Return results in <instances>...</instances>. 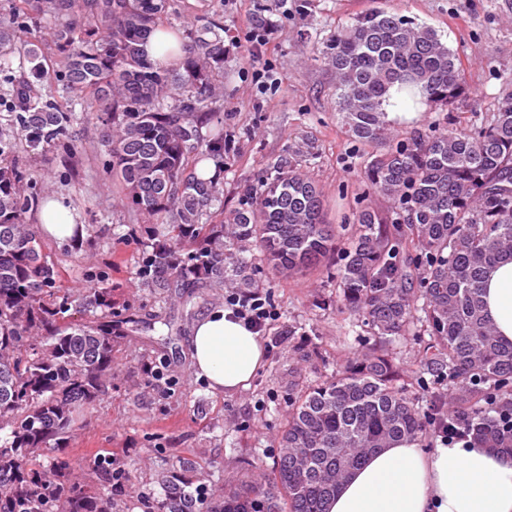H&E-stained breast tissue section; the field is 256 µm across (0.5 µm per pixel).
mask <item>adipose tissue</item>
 Here are the masks:
<instances>
[{"mask_svg": "<svg viewBox=\"0 0 512 512\" xmlns=\"http://www.w3.org/2000/svg\"><path fill=\"white\" fill-rule=\"evenodd\" d=\"M37 223L49 240L86 233L85 225L53 197L40 204ZM483 299L499 338L512 342V261L490 271ZM189 344L197 376L218 393L247 387L266 355L259 336L224 309L198 319ZM327 512H512V452L470 440L383 448L349 475Z\"/></svg>", "mask_w": 512, "mask_h": 512, "instance_id": "1", "label": "adipose tissue"}]
</instances>
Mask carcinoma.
Here are the masks:
<instances>
[{
  "label": "carcinoma",
  "instance_id": "obj_1",
  "mask_svg": "<svg viewBox=\"0 0 512 512\" xmlns=\"http://www.w3.org/2000/svg\"><path fill=\"white\" fill-rule=\"evenodd\" d=\"M0 23V76L12 112L0 124V512H120L112 499V458L90 483L59 454L79 428L80 410L112 386L118 339L131 322L114 287L82 295L66 288L30 224L45 187L16 159L17 146L41 155L77 149L74 128L102 125L104 176L122 206L159 226L143 245L145 287H254L259 256L284 279L322 267L336 286L343 320L381 341L418 328L429 340L405 373L381 348L348 358L336 372L288 393V415L272 466L256 454L236 483L213 498L206 475L187 462L161 472L160 499L146 512H327V504L367 455L396 441L421 442L443 420L471 423L487 448L512 449L497 412L512 408V343L496 336L482 289L491 268L512 258V79L488 117L471 113L451 128L392 133L393 95L453 106L467 99L457 55L432 27L386 9L358 15L321 42L315 60L336 77L348 136L377 145L361 173L368 205L351 223L331 224L319 184L297 163L302 150L264 172L224 212V182L188 171L224 158V131L201 133L214 111V73H224L218 25L166 27L168 0H13ZM40 16L64 20L52 36L62 58L45 85L37 45L20 77L10 74L14 29ZM173 35L178 70H158L145 44ZM60 91L80 106L62 109ZM87 316L76 319L74 314ZM424 384L428 403L408 391Z\"/></svg>",
  "mask_w": 512,
  "mask_h": 512
}]
</instances>
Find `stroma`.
<instances>
[{
  "label": "stroma",
  "instance_id": "stroma-1",
  "mask_svg": "<svg viewBox=\"0 0 512 512\" xmlns=\"http://www.w3.org/2000/svg\"><path fill=\"white\" fill-rule=\"evenodd\" d=\"M376 8L435 28L457 53L469 87L460 111L496 110L502 78L512 75V0H170L172 25L215 16L224 28V81L215 120L233 142L224 154L225 210L237 206L247 182L287 156L289 146L303 143L316 152L314 177L330 223H341L365 198L354 167L358 147L336 107L334 75L314 61L313 48L352 17ZM263 18L272 34L256 52L244 36ZM263 67L271 68L276 84L262 93L254 72ZM77 134L81 146L73 155L18 151L39 171L48 194L86 226L80 245L47 241V259L77 293L91 273H107L140 329L118 344L112 386L81 414L82 427L64 454L87 473L96 459L111 457L113 468L129 476L121 496L127 512H144L138 497L159 494L157 476L172 462L189 460L221 485L237 482L254 453L274 455L296 377L313 380L334 372L364 329L345 326L324 273L284 281L258 267V291L277 311L263 339L265 362L247 388L232 394L210 390L194 374L189 337L195 320L223 307V294L202 289L185 307L178 289L157 297L142 288V237L130 231L139 218L104 186L99 125L87 122ZM61 174L67 184L58 182ZM292 324L305 327L306 336L289 335ZM146 363L160 372L152 387L144 384Z\"/></svg>",
  "mask_w": 512,
  "mask_h": 512
}]
</instances>
